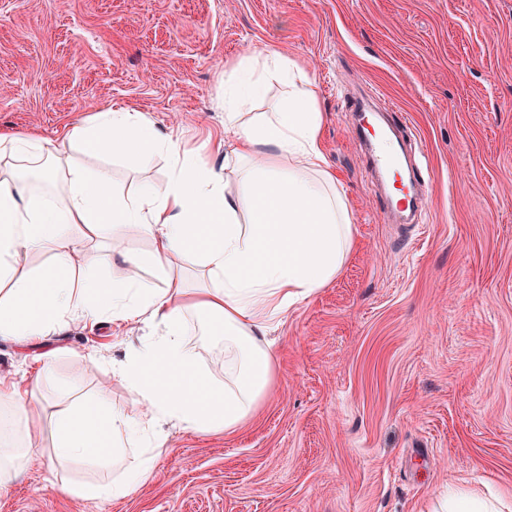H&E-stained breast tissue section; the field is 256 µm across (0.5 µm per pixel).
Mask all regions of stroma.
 <instances>
[{
    "label": "stroma",
    "instance_id": "35a3bbf8",
    "mask_svg": "<svg viewBox=\"0 0 512 512\" xmlns=\"http://www.w3.org/2000/svg\"><path fill=\"white\" fill-rule=\"evenodd\" d=\"M277 52L312 82L327 165L355 225L326 287L270 332L276 377L236 430L162 426L152 481L100 501L90 473L49 459L0 490V512H444L463 486L512 505V0H0V131L56 139L124 104L197 145L224 137V79ZM378 92L410 122L430 175L417 224L371 191L350 106ZM128 189L169 163L113 160ZM151 328L71 322L39 342L0 338V380L47 351L49 389L108 386ZM201 369L224 378V337L191 324ZM102 358L83 360L85 350Z\"/></svg>",
    "mask_w": 512,
    "mask_h": 512
}]
</instances>
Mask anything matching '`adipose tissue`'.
Segmentation results:
<instances>
[{"label":"adipose tissue","mask_w":512,"mask_h":512,"mask_svg":"<svg viewBox=\"0 0 512 512\" xmlns=\"http://www.w3.org/2000/svg\"><path fill=\"white\" fill-rule=\"evenodd\" d=\"M270 63L285 87L272 112L246 113L259 93L253 65L243 60L224 83V133L247 171L237 188L175 134H160L144 113L113 107L70 126L58 141L0 134V337L38 340L70 321L154 327L156 333L113 366L137 404L114 409L108 389L73 400L42 420L56 352L35 373L0 390V487L22 462L40 456L18 447L19 431L49 427L53 459L112 480L73 486L74 494L121 500L148 484L161 451L159 427L199 433L239 427L266 397L275 377L269 330L298 302L341 271L355 226L326 166L321 114L314 92L295 84L288 59ZM90 155L169 160L164 183L129 191L107 170L68 162L67 149ZM133 227L153 240L149 252L114 247V256L147 267L159 284L107 283L90 240ZM48 259L40 273L19 272L23 255ZM197 267L189 283L179 269ZM224 327L223 385L203 371L186 335L188 318Z\"/></svg>","instance_id":"adipose-tissue-1"}]
</instances>
